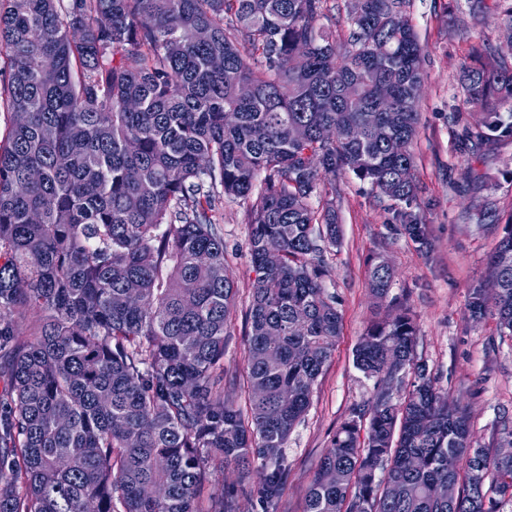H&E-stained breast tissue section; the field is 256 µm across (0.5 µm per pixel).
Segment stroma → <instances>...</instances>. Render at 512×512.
Instances as JSON below:
<instances>
[{
	"label": "stroma",
	"mask_w": 512,
	"mask_h": 512,
	"mask_svg": "<svg viewBox=\"0 0 512 512\" xmlns=\"http://www.w3.org/2000/svg\"><path fill=\"white\" fill-rule=\"evenodd\" d=\"M498 0H411L409 19L425 50L419 135L413 147L419 193L413 211L430 246L404 234L391 201L352 173L336 178L340 236L324 252V287L336 299L341 333L319 377L311 405L283 450L287 469L276 512H305L306 492L340 424L376 391L353 362V350L372 321L398 306L412 311L418 328L416 355L447 393L470 414L475 444L496 448L503 419H512V336L492 313L472 316L474 292L489 293L490 253L512 231V137L472 149L466 138L482 113L469 103L464 71L493 67L502 57L512 67V23ZM219 233L225 273L237 288L231 334L224 348V393L247 408L246 332L256 273L248 251L250 226L242 204L224 205ZM394 269L385 300L369 289V260ZM263 471L247 478L234 469L211 479L230 487L239 512H266L257 495Z\"/></svg>",
	"instance_id": "1"
}]
</instances>
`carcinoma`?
I'll return each instance as SVG.
<instances>
[{
  "label": "carcinoma",
  "mask_w": 512,
  "mask_h": 512,
  "mask_svg": "<svg viewBox=\"0 0 512 512\" xmlns=\"http://www.w3.org/2000/svg\"><path fill=\"white\" fill-rule=\"evenodd\" d=\"M60 2L0 0V512H235L211 472L243 476L257 460L273 506L282 448L340 336L322 259L339 233L336 187L321 174L370 183L428 245L410 211L424 49L409 2L350 0L340 51L321 23L327 0ZM462 83L483 108L469 139L512 137L494 101L512 95V69ZM225 199L246 206L257 273L247 411L224 395L236 297L216 227ZM489 265L512 334V231ZM393 276L384 260L371 267L380 299ZM416 342L403 306L361 337L356 367L404 394L351 411L305 512L512 504V456L470 444L466 408ZM441 483L451 498L432 494Z\"/></svg>",
  "instance_id": "obj_1"
}]
</instances>
